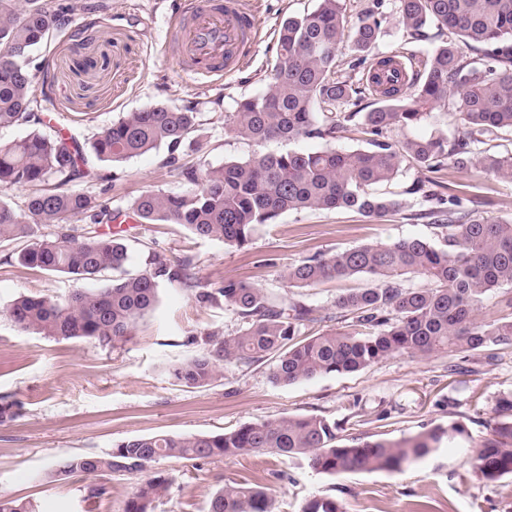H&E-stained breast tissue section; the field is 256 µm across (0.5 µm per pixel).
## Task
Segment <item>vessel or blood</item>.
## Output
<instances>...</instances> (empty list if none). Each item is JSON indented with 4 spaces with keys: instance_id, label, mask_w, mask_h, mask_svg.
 <instances>
[{
    "instance_id": "b4317fda",
    "label": "vessel or blood",
    "mask_w": 512,
    "mask_h": 512,
    "mask_svg": "<svg viewBox=\"0 0 512 512\" xmlns=\"http://www.w3.org/2000/svg\"><path fill=\"white\" fill-rule=\"evenodd\" d=\"M255 17L242 0H194L177 29L171 58L186 75L231 73L255 43Z\"/></svg>"
}]
</instances>
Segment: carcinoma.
Wrapping results in <instances>:
<instances>
[{"instance_id":"obj_1","label":"carcinoma","mask_w":512,"mask_h":512,"mask_svg":"<svg viewBox=\"0 0 512 512\" xmlns=\"http://www.w3.org/2000/svg\"><path fill=\"white\" fill-rule=\"evenodd\" d=\"M397 24L411 36H426L432 26L448 30L425 57L410 62L418 70L408 82L383 84L376 76L356 87L336 71L339 48L350 44L358 63L366 62L386 22L366 9L349 24L347 0H317L303 15L280 25L277 60L265 90L237 102L226 133L258 147L269 142H332L349 123L360 127L368 148L269 153L253 152L242 161L218 167L177 165L178 152L197 131V113L165 104L127 112L102 130L90 147L60 132L34 130L0 142V187L29 190L21 206L0 200V243L23 241L16 252L25 268L92 279L112 269L121 275L103 288L75 292L65 299L20 296L7 309L21 330L58 340H94L108 345L129 336L134 324L158 303L166 286L192 284L193 259L174 262L149 253L145 269L123 270L128 259L124 236L100 233L98 224L123 216L89 191L71 187L79 178L107 176L87 168L88 155L120 163L164 145L166 164L176 167L189 187L178 192L151 190L130 206L140 224H175L200 239L244 247L256 231L290 211L336 210L379 218L397 213L402 200L368 192L388 183L403 163L432 174L405 190L420 194L431 207L417 214L444 233V245L422 238L361 245L334 254H315L281 273L290 288L366 276L372 288L336 297V315L302 302L287 303L245 281H228L196 293L202 306L224 305L241 328L233 336L208 332L207 347L173 370L189 388H204L220 375L219 364L274 362L275 382L294 384L318 376L362 371L396 356L450 358L448 376L466 372L452 358L493 347L512 349V222L474 218L463 199L444 192L434 175L448 166L476 170L512 181V153L490 154L484 138L512 132V0H397ZM98 5L76 0L56 10L46 0H0V128L33 123L40 105L32 95L30 54L68 28L72 17ZM371 92L380 106L347 112L353 96ZM453 105L460 127L453 137L428 135L390 138L393 131L417 127L433 111ZM85 223L75 228L72 220ZM51 226L48 234L40 227ZM425 285L414 288L408 276ZM496 300L497 315L481 316L483 303ZM338 327L304 330L331 320ZM489 434L476 444L471 473L486 484L512 477V393L495 400ZM338 423L319 416H289L245 423L214 435L155 434L132 437L105 455L58 461L46 474L89 480L88 498L108 487L104 473L140 474L160 458H210L269 451L308 458L322 474L402 472L435 452L443 440L469 439L458 421L400 440H368L338 435ZM171 478L155 473L138 483L124 512H153ZM209 512H273L267 491L251 483L226 485L210 501ZM300 512H345L338 500L314 496Z\"/></svg>"}]
</instances>
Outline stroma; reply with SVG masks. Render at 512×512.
<instances>
[{
	"label": "stroma",
	"instance_id": "obj_1",
	"mask_svg": "<svg viewBox=\"0 0 512 512\" xmlns=\"http://www.w3.org/2000/svg\"><path fill=\"white\" fill-rule=\"evenodd\" d=\"M95 14L78 15L50 50H36L33 81L44 119L51 129L86 144L123 113L156 103L192 108L200 126L180 154L189 164L220 166L250 156L253 144L229 135L223 121L240 99L265 90L276 62L280 24L313 8L315 0H243L254 11L259 30L251 56L235 71L198 81L180 73L168 57L169 41L190 0H99ZM388 19L372 57L404 48L415 57L437 45L435 29L426 37L407 35L397 24L395 0H385ZM166 149L105 167L111 188L94 179L75 181L78 189L100 193L111 207L128 208L148 190L179 191L185 184L165 163ZM425 171L405 166L397 179L372 186L374 194L403 202L401 212L371 219L345 210L282 214L260 228L250 244L230 247L192 237L174 224L124 227L129 272L143 269L149 252L171 260L192 256L199 288L244 280L285 300L332 309L336 296L371 287L365 277L335 280L315 288H289L281 278L303 257L351 249L368 243L422 237L442 244L443 235L419 218L425 204L406 194ZM440 177L451 193L468 198L475 216L512 219V182L476 172L444 169ZM15 245L0 244V397L23 405L21 416L0 423V496L32 502L35 512H122L137 476L101 475L110 491L100 501L85 498L86 482L73 476L49 479L65 457L104 454L118 443L153 434L209 435L264 419L317 415L342 424L350 436L399 441L417 432L465 424L485 435V420L498 396L512 393V349L496 361L485 353L466 357L469 372L449 376L446 354L394 357L365 370L317 377L292 385L274 382L272 365H220L221 379L205 388L176 382L173 367L196 356L211 331L234 335L239 323L223 306H200L196 289L163 288L156 309L140 319L126 339L111 345L66 341L30 334L9 319L7 307L22 295L64 298L100 288L112 270L83 280L31 270L15 259ZM470 443L440 448L404 472L381 470L330 476L313 471L302 458L256 453L206 459L162 458L154 471L172 483L154 512H208L212 495L224 485L247 481L268 487L276 512H299L305 500L332 497L346 512H407L423 501L438 512H512V479L484 484L469 473Z\"/></svg>",
	"mask_w": 512,
	"mask_h": 512
}]
</instances>
